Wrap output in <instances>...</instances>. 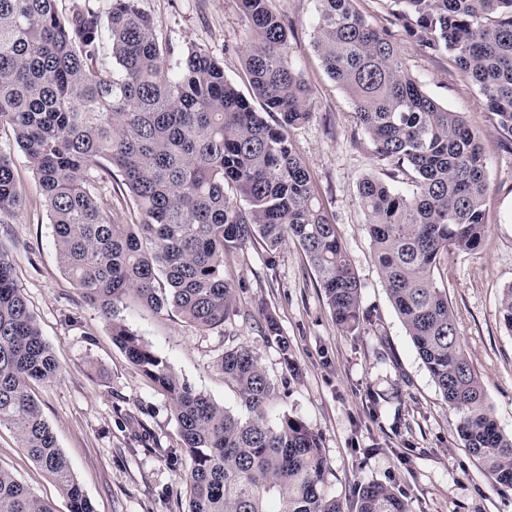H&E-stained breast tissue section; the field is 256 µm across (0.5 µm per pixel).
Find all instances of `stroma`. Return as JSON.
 <instances>
[{
  "mask_svg": "<svg viewBox=\"0 0 512 512\" xmlns=\"http://www.w3.org/2000/svg\"><path fill=\"white\" fill-rule=\"evenodd\" d=\"M138 6L160 37L209 52L222 61L225 78L248 92L247 26L238 0H139ZM272 6L291 26V57L313 94L312 118L291 137L361 282L360 328L339 329L307 257L291 242L273 259L259 241L225 254L235 303L220 327L201 331L175 312L154 313L133 300L121 316L176 374L235 414L238 392L216 361L227 349L249 346L277 389L269 421L286 415L318 436L325 490L343 503H351L356 485L379 482L399 490L407 512H512V488L465 448L458 413L443 400L387 295L357 190L364 177H385L388 166L312 47L317 2L272 0ZM354 6L373 26L391 28L412 75L440 104L463 113L483 147L489 227L478 248L444 256L438 282L498 427L512 436V331L499 313L502 290L512 284V138L498 130L452 56H428L391 27L393 0H354ZM15 163L28 204L0 223V248L59 364L53 380L31 388L42 416L94 512H186L188 466L171 463L184 454L171 401L113 343L110 319L85 303L60 268L34 176L23 155ZM269 316L288 340L292 367L265 336ZM0 468L58 512H69L52 480L3 427Z\"/></svg>",
  "mask_w": 512,
  "mask_h": 512,
  "instance_id": "1",
  "label": "stroma"
}]
</instances>
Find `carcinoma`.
Instances as JSON below:
<instances>
[{
	"label": "carcinoma",
	"mask_w": 512,
	"mask_h": 512,
	"mask_svg": "<svg viewBox=\"0 0 512 512\" xmlns=\"http://www.w3.org/2000/svg\"><path fill=\"white\" fill-rule=\"evenodd\" d=\"M57 0H0V128L33 170L62 271L112 321V339L171 400L186 448V512H345L326 494L317 436L283 416L269 423L275 386L244 345L216 361L246 414H233L181 379L119 318L134 299L172 308L200 330L224 324L231 284L224 254L261 240L270 254L299 244L330 313L346 332L361 323V283L316 196L290 132L309 121L311 91L295 70L288 23L271 0H238L244 59L257 112L224 78L223 63L159 37L137 0H83L67 16ZM393 14L424 53L453 56L498 128L512 136V0H396ZM353 0H317L314 50L347 93L375 154L410 176L396 190L377 177L358 200L387 293L440 394L460 414L458 434L499 484L512 487V436L501 432L458 342L436 272L451 249L473 250L487 228L486 163L459 112L439 104L403 64L391 33ZM109 43L112 72L102 66ZM118 170L135 206L119 221L100 198ZM27 205L14 156L0 150V222ZM500 315L512 330V285ZM285 365L288 342L266 319ZM58 363L0 248V427L68 498L93 512L30 393ZM355 512H406L394 487L359 484ZM0 512H55L0 469Z\"/></svg>",
	"instance_id": "carcinoma-1"
}]
</instances>
